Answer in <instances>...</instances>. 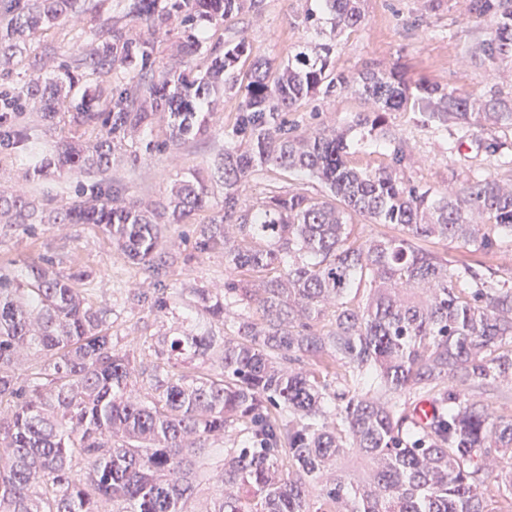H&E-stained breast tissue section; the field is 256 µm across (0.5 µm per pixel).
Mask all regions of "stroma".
Wrapping results in <instances>:
<instances>
[{"instance_id": "35a3bbf8", "label": "stroma", "mask_w": 512, "mask_h": 512, "mask_svg": "<svg viewBox=\"0 0 512 512\" xmlns=\"http://www.w3.org/2000/svg\"><path fill=\"white\" fill-rule=\"evenodd\" d=\"M365 23L355 32L338 37L334 59L338 71L358 75L368 67L401 65L412 78H424L441 86L479 95L491 86L512 92V72L491 71L471 60L470 55L481 34L468 18L466 0H443L438 11L428 12L425 0H364ZM319 0H260L258 13H243L205 31L208 41L246 40L254 55L272 63L286 60L298 46L313 41L306 29L305 12L320 10ZM106 36L101 24L81 18L51 29L32 42L31 55L60 56L73 43L85 47L97 45ZM240 100H224L223 124L205 139H192L176 150L144 156L139 145L128 144L120 162L109 173L113 184L126 195L159 199L178 174L213 165L224 150L238 112ZM363 102L350 91L310 100L306 107L289 113L288 118L306 126L310 113L320 115L326 126L351 124L356 113L364 111ZM391 127L407 144L411 160L406 177L431 187L435 192L459 186L466 178L480 173L501 181H512V168L499 165L488 149L498 141L502 152L512 153V129L487 132L476 127L425 126L415 112H396L389 118ZM29 158L23 148L0 151V189L38 190L55 198L71 194L76 186L91 187L96 179L82 181L45 179L32 183L25 178ZM297 187L316 194L321 184L305 176H288L271 169L250 177L245 190L247 201L265 197L271 189ZM168 250L178 261L167 281L171 308L163 317L138 311L133 296L148 288L138 266L131 264L112 241L90 224L74 226H36L0 234V267L13 269L50 256L58 270L87 273L83 287L90 301L112 311V344L116 349L134 353L143 362L154 361L151 349L154 336L182 325H196L188 306L189 288L203 285L223 288L224 252L216 249L198 252L184 245L177 232L165 238ZM432 251L451 260L471 263L479 273L496 272L499 279L512 277V239L503 240L494 254H470L460 243L439 241Z\"/></svg>"}]
</instances>
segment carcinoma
Masks as SVG:
<instances>
[{"label": "carcinoma", "mask_w": 512, "mask_h": 512, "mask_svg": "<svg viewBox=\"0 0 512 512\" xmlns=\"http://www.w3.org/2000/svg\"><path fill=\"white\" fill-rule=\"evenodd\" d=\"M107 2L0 0V70L26 66L4 90L0 146L27 149L35 181L102 173L130 139L152 156L207 137L215 101L233 93L242 100L223 163L177 177L159 201L110 181L61 201L1 190L0 227L96 226L150 280L136 306L159 317L170 309L172 225H193L200 252L223 249L229 274L219 291L190 290L208 325L156 337L145 365L112 345L110 310L78 287L86 274L48 257L0 270V512H512V419L466 395L512 384V286L424 247L451 239L486 255L512 238V184L474 178L435 194L404 176L405 140L388 122L412 111L425 126L512 128V96L413 81L396 66L351 82L331 54L364 22L361 0H322L326 19L306 13L329 41L278 68L244 39L209 43L201 30L258 0H121L117 18ZM469 14L488 23L474 59L512 67V0H469ZM81 17L107 25L108 38L72 47L47 74L31 41ZM173 28L178 63L164 68L157 43ZM88 74L102 81L85 87ZM349 90L366 105L349 127L288 124L315 96ZM33 110L64 125L48 157L28 133ZM379 135L387 162L353 163V141ZM268 168L314 176L324 193L246 202L244 184ZM355 215L398 233L363 243ZM210 354L215 372L178 370ZM30 356L40 364L20 384L13 368ZM365 382L381 395L362 393ZM421 401L435 406L425 424L411 408ZM231 431L237 447H213ZM350 451L366 463L355 477L339 467ZM203 485L214 494L197 510Z\"/></svg>", "instance_id": "1"}]
</instances>
